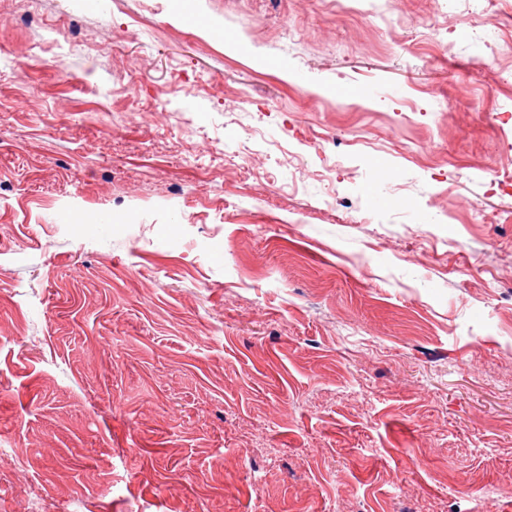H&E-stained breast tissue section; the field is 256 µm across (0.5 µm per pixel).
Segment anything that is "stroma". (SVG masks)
Returning a JSON list of instances; mask_svg holds the SVG:
<instances>
[{
  "instance_id": "stroma-1",
  "label": "stroma",
  "mask_w": 512,
  "mask_h": 512,
  "mask_svg": "<svg viewBox=\"0 0 512 512\" xmlns=\"http://www.w3.org/2000/svg\"><path fill=\"white\" fill-rule=\"evenodd\" d=\"M466 9L0 0V512H512Z\"/></svg>"
}]
</instances>
